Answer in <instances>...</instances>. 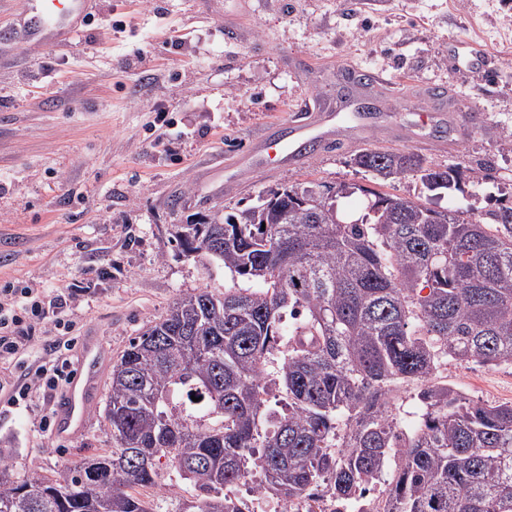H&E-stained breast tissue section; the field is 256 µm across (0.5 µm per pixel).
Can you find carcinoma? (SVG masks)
<instances>
[{"label":"carcinoma","instance_id":"obj_1","mask_svg":"<svg viewBox=\"0 0 512 512\" xmlns=\"http://www.w3.org/2000/svg\"><path fill=\"white\" fill-rule=\"evenodd\" d=\"M352 161L429 192L479 179L410 152ZM312 186L180 226L184 255L221 240L218 260L251 287L181 296L143 328L112 364L113 446L53 478L0 477L9 512H155L140 490L159 485L162 457L200 492L183 512H255L221 493L253 473L257 498L288 504L323 486L356 512H512V403L438 378L450 362L512 363V204L440 211L340 184L365 212L313 220L298 196Z\"/></svg>","mask_w":512,"mask_h":512}]
</instances>
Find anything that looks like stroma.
<instances>
[{"mask_svg": "<svg viewBox=\"0 0 512 512\" xmlns=\"http://www.w3.org/2000/svg\"><path fill=\"white\" fill-rule=\"evenodd\" d=\"M93 15L68 43L0 50V295L73 291L71 336L98 337L102 375L179 296L237 287L222 262L181 253L178 225L281 185H371L352 162L364 148L479 171L482 183L462 184L475 212L512 202V0H96ZM478 49L496 79L456 66ZM349 67L385 77L364 91L374 114L363 125L340 118ZM430 86L446 88L449 110L479 109V124L422 125ZM303 104L338 113L332 144L259 166L254 145ZM160 108L168 125L154 123ZM45 358L37 336L0 360V466L15 478L113 445L96 413L68 438L44 430L54 396L8 405ZM441 374L472 399L512 402V364ZM158 469L146 500L194 499L167 461Z\"/></svg>", "mask_w": 512, "mask_h": 512, "instance_id": "obj_1", "label": "stroma"}]
</instances>
